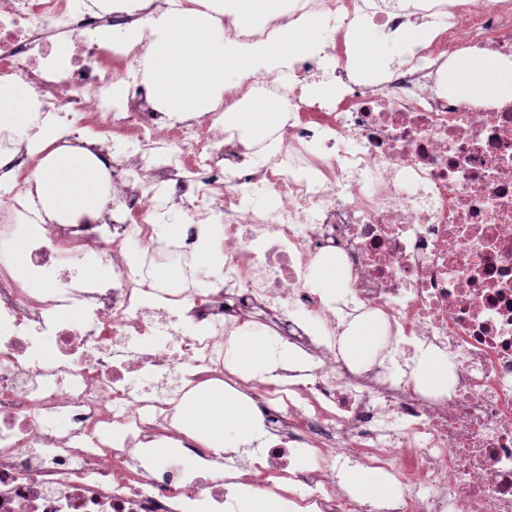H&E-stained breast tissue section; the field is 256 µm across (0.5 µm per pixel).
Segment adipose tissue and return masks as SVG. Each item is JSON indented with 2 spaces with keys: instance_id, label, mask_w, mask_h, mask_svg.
Instances as JSON below:
<instances>
[{
  "instance_id": "ef3b65f1",
  "label": "adipose tissue",
  "mask_w": 512,
  "mask_h": 512,
  "mask_svg": "<svg viewBox=\"0 0 512 512\" xmlns=\"http://www.w3.org/2000/svg\"><path fill=\"white\" fill-rule=\"evenodd\" d=\"M156 39L151 49V92L170 112H201L216 98L217 88L238 83L254 73L259 63L285 64L292 53L308 51L319 39L312 25L301 24L288 38L271 39L241 50L214 37L208 16L187 10L177 18L155 22ZM464 78L461 90L490 99L512 97V63L488 55L482 61L460 62ZM92 154L79 147L54 153L42 168L36 191L52 218L78 216L99 209L103 192L92 165ZM377 324L355 321L339 338L343 355L356 363L368 361L379 338ZM230 362L245 374L263 373L271 362H299L293 349L272 348L265 337H238L229 354ZM178 420L188 425L202 441L234 450L248 446L258 436L247 402L231 401L223 390H192Z\"/></svg>"
}]
</instances>
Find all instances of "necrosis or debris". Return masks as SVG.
Listing matches in <instances>:
<instances>
[{"label": "necrosis or debris", "mask_w": 512, "mask_h": 512, "mask_svg": "<svg viewBox=\"0 0 512 512\" xmlns=\"http://www.w3.org/2000/svg\"><path fill=\"white\" fill-rule=\"evenodd\" d=\"M186 9L228 45L307 18L327 37L286 76L179 115L143 71L151 18ZM364 24L430 38L368 81L348 64ZM491 53L512 59V0H287L245 29L222 0H0V82L35 93L28 134L0 123V512H235L247 490L316 512H512V99L448 85ZM313 75L332 97L309 95ZM248 93L286 115L260 142L224 122ZM45 127L103 164L101 211L47 218ZM326 259L341 263L331 299L312 281ZM362 315L384 336L359 366L337 337ZM247 333L301 363L243 377L227 353ZM425 351L447 355V393L418 383ZM216 379L257 408L259 447L218 453L178 427L189 389ZM160 436L176 462L133 457ZM348 461L394 485L388 507L340 487Z\"/></svg>", "instance_id": "4bbe7bcc"}]
</instances>
